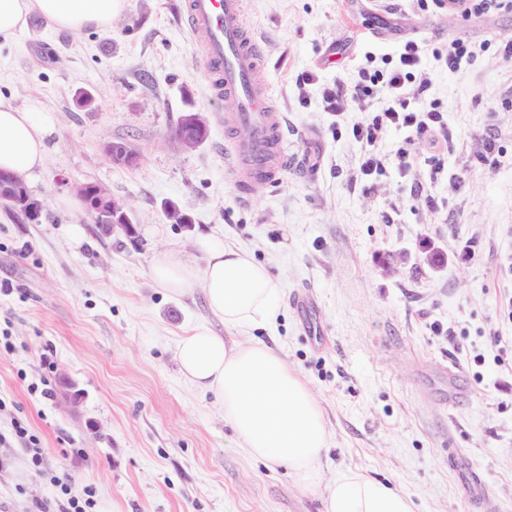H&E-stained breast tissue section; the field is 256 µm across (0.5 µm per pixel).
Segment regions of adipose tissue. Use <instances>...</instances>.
Listing matches in <instances>:
<instances>
[{
	"label": "adipose tissue",
	"mask_w": 512,
	"mask_h": 512,
	"mask_svg": "<svg viewBox=\"0 0 512 512\" xmlns=\"http://www.w3.org/2000/svg\"><path fill=\"white\" fill-rule=\"evenodd\" d=\"M125 0H0V41L27 31L31 17L69 33L111 30ZM58 116L40 99L17 103L0 95V170L24 180L46 168ZM198 246L202 268L186 264L178 251L159 254L151 275L160 287L181 294L202 289L208 309L225 325L263 326L278 310L280 281L246 251L211 237ZM181 373L216 396L224 418L247 456L286 467L306 488L322 487V512H413L410 496L390 483L349 473L319 484V462L329 432L307 383L273 350L261 344L228 346L207 328L181 338Z\"/></svg>",
	"instance_id": "adipose-tissue-1"
}]
</instances>
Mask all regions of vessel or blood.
<instances>
[{"mask_svg":"<svg viewBox=\"0 0 512 512\" xmlns=\"http://www.w3.org/2000/svg\"><path fill=\"white\" fill-rule=\"evenodd\" d=\"M189 33L207 64L213 91L231 106L224 121L232 131L224 162L242 186L278 185L291 161L283 116L270 103L269 91L256 74L261 53L250 35L244 0H184ZM315 295L303 290L292 302L303 318L304 334L311 346L326 340L323 323L313 312ZM466 483L475 512H497L485 478L467 470Z\"/></svg>","mask_w":512,"mask_h":512,"instance_id":"vessel-or-blood-1","label":"vessel or blood"}]
</instances>
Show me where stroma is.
<instances>
[{
	"label": "stroma",
	"mask_w": 512,
	"mask_h": 512,
	"mask_svg": "<svg viewBox=\"0 0 512 512\" xmlns=\"http://www.w3.org/2000/svg\"><path fill=\"white\" fill-rule=\"evenodd\" d=\"M183 0H127L108 32H61L35 20L0 44V94L40 98L60 124L47 167L28 182L43 200L38 222L0 206V326L15 348L0 353V392L49 447L79 450L74 492L94 487L98 512H322L318 492L287 468L238 448L212 393L186 380L181 336L210 328L232 345L274 348L307 382L329 443L321 479L355 472L411 495L417 512H474L449 455L472 462L499 512H512V366L498 337L512 336L503 307L512 292V11L456 15L433 0H245L262 51L258 74L288 122L296 165L276 188L242 197L224 164L225 105L181 18ZM478 46L454 70L438 60L449 39ZM426 43L429 99L441 103L454 147L439 174L389 171L352 182L359 146L337 130L320 86L353 83L367 57L397 58ZM320 81L300 86L302 73ZM93 101L81 107L78 93ZM199 112L208 138L183 149L172 135ZM110 141L127 142L134 166L113 164ZM92 182L124 200L134 237L102 235L86 207L62 208ZM422 183L438 206L409 201ZM174 204L190 227L171 223ZM86 229L81 246L64 233ZM249 252L282 283L272 325L228 328L202 291L172 294L152 278L156 256L176 248L203 265L199 236ZM429 242L445 258L433 263ZM467 248L473 259L457 263ZM316 293L328 336L308 344L291 295ZM46 383L50 394L29 393ZM47 499L46 477L0 446V507L29 512Z\"/></svg>",
	"instance_id": "stroma-1"
}]
</instances>
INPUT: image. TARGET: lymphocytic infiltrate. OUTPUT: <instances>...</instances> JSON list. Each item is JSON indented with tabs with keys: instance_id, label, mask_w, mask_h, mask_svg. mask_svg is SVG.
<instances>
[{
	"instance_id": "lymphocytic-infiltrate-1",
	"label": "lymphocytic infiltrate",
	"mask_w": 512,
	"mask_h": 512,
	"mask_svg": "<svg viewBox=\"0 0 512 512\" xmlns=\"http://www.w3.org/2000/svg\"><path fill=\"white\" fill-rule=\"evenodd\" d=\"M425 45L407 41L397 61L382 67L367 65L358 72L353 84L344 81L323 87L322 105L336 117H343L350 105H359L362 117L348 128L352 139L360 146L354 177L370 181L387 170H397L401 176L415 175L419 165L429 166L432 173H439L445 156L453 148V134L436 103H429L425 95L432 80L422 72ZM408 132L410 139L424 142L427 155L417 161L409 152L401 150L386 153L382 140L390 130ZM14 400L0 396V415H7L9 422L0 428V445L18 448L25 456L28 467L43 472L47 450L43 440L28 420L18 415ZM54 497L46 501L33 498L36 512H47L49 504H56L58 512H97L96 492L85 489L83 495L73 494L67 478L50 476Z\"/></svg>"
}]
</instances>
